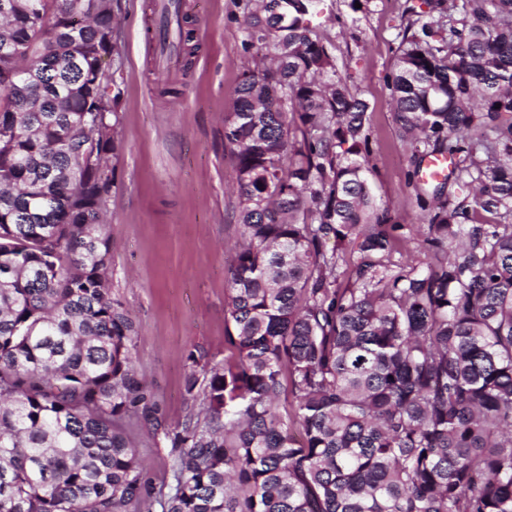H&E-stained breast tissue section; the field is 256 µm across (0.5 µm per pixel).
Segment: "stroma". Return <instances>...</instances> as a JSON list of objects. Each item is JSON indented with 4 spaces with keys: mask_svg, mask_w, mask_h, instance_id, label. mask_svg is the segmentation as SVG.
<instances>
[{
    "mask_svg": "<svg viewBox=\"0 0 512 512\" xmlns=\"http://www.w3.org/2000/svg\"><path fill=\"white\" fill-rule=\"evenodd\" d=\"M151 2H113L121 56L111 73L123 94L105 233L112 295L135 322L134 365L156 415L150 421L132 413L124 430L158 490L170 481L172 456L155 427H181L192 408L184 391L186 355L198 346L215 360L224 357L226 270L240 237L224 115L253 54L245 34L253 0H185L196 47L187 70L164 69L147 42ZM348 3L322 0L310 23L370 104L377 200L396 223L413 224L420 213L411 182L414 148L399 135L385 82L406 24L405 0H366L357 13Z\"/></svg>",
    "mask_w": 512,
    "mask_h": 512,
    "instance_id": "obj_1",
    "label": "stroma"
}]
</instances>
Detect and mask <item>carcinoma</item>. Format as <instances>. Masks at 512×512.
<instances>
[{"mask_svg":"<svg viewBox=\"0 0 512 512\" xmlns=\"http://www.w3.org/2000/svg\"><path fill=\"white\" fill-rule=\"evenodd\" d=\"M320 2L246 23L224 360L188 352L198 410L164 430L155 496L121 425L146 394L106 276L114 172L75 167L116 151L118 113L111 136L86 115L113 18L0 0V512H512V0L405 9L395 121L457 186L415 181V238L375 198L370 105L310 25Z\"/></svg>","mask_w":512,"mask_h":512,"instance_id":"cac0c4a2","label":"carcinoma"}]
</instances>
